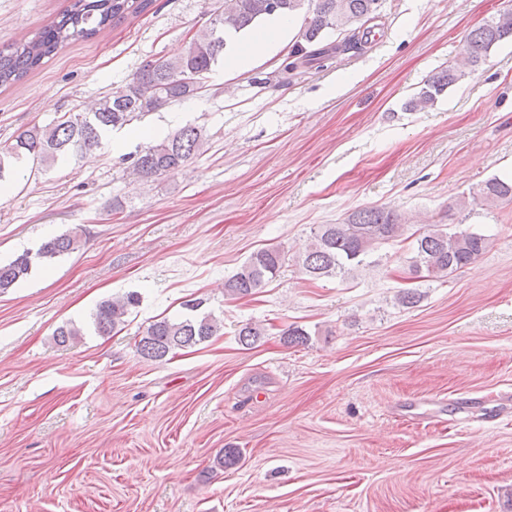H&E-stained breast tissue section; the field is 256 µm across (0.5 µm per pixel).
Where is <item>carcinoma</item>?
<instances>
[{"label":"carcinoma","instance_id":"1","mask_svg":"<svg viewBox=\"0 0 512 512\" xmlns=\"http://www.w3.org/2000/svg\"><path fill=\"white\" fill-rule=\"evenodd\" d=\"M153 0H71L58 19L46 25L33 38L18 43L8 51L0 50V86L13 84L38 68L43 60L64 45L88 39L102 29L120 23L128 16L142 14ZM377 0H224V11L209 26L195 32L188 50L176 57L144 60L125 83L112 88L88 111L66 113L60 120L44 126L33 125L22 130L15 143L0 151V192H6L16 176V164L30 158L40 170L51 167L60 157L82 154L101 146L103 135L129 124L135 118L199 94L202 85L192 75L208 73L224 54L228 39L254 28L273 14L295 15L305 12L302 42L291 56H320L316 48L330 30L348 33L343 49L358 50L361 27L376 15ZM512 39V12H502L466 38L467 67L450 65L434 71L420 90L406 103L410 110L434 103L447 88L470 77L483 63L494 45ZM202 130L183 126L164 136L155 137L139 151L132 163V173L151 180L166 172L184 167L201 154ZM488 205L512 202V180L489 179L478 191ZM408 225L401 215L386 207L361 208L343 224H322L313 233L298 263L311 279L342 277L346 270L366 264L379 244L405 241ZM413 237L407 271L412 279L445 281L456 270L474 263L490 246L487 235L467 229H448L445 224H429ZM81 245L76 231L54 237L40 245L36 252H26L6 265H0V292L4 293L28 276L36 265L71 253ZM284 261L278 248L259 250L224 280V294L247 297L256 294L279 272ZM139 296L129 292L102 301L92 315V325L100 335H109L125 324ZM187 313L179 319L161 318L150 324L139 340L143 357L161 361L172 351L207 341L218 329L212 313L202 310L203 301L190 299L183 303ZM264 329L246 323L238 331V342L252 348Z\"/></svg>","mask_w":512,"mask_h":512}]
</instances>
